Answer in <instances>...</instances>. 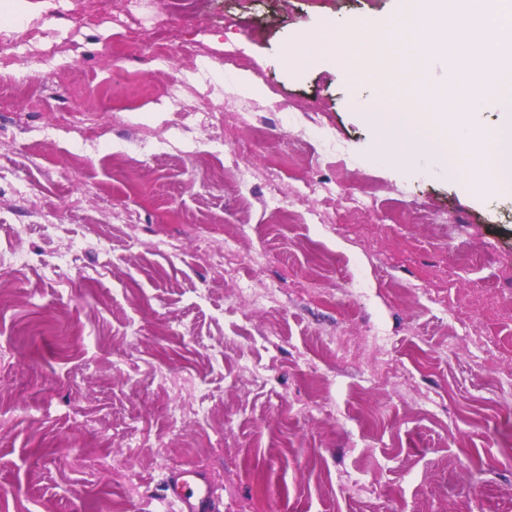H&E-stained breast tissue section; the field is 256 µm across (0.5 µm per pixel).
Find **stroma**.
Segmentation results:
<instances>
[{
    "label": "stroma",
    "mask_w": 512,
    "mask_h": 512,
    "mask_svg": "<svg viewBox=\"0 0 512 512\" xmlns=\"http://www.w3.org/2000/svg\"><path fill=\"white\" fill-rule=\"evenodd\" d=\"M92 3L172 53L114 57L18 0L79 46L62 79L22 49L0 70V512H168L181 469L217 512H512V194L378 160L371 78L279 64L411 0ZM205 60L254 87L212 75L202 125ZM181 78L173 112L153 91ZM365 185L374 211L348 210ZM326 52V37L321 34L303 36L293 48V54L284 55L281 62L288 67V63L298 67H305L318 60Z\"/></svg>",
    "instance_id": "obj_1"
}]
</instances>
